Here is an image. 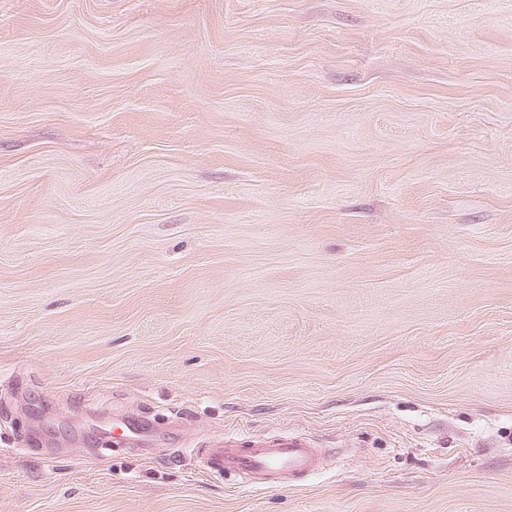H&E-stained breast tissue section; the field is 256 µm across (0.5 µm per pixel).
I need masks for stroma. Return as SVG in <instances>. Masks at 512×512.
I'll return each mask as SVG.
<instances>
[{
	"instance_id": "stroma-1",
	"label": "stroma",
	"mask_w": 512,
	"mask_h": 512,
	"mask_svg": "<svg viewBox=\"0 0 512 512\" xmlns=\"http://www.w3.org/2000/svg\"><path fill=\"white\" fill-rule=\"evenodd\" d=\"M0 512H512V0H0ZM204 461L210 472L239 475L251 485L285 487L318 472L322 452L302 433L252 440L224 434L206 449Z\"/></svg>"
}]
</instances>
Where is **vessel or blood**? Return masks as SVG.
I'll list each match as a JSON object with an SVG mask.
<instances>
[{
    "label": "vessel or blood",
    "mask_w": 512,
    "mask_h": 512,
    "mask_svg": "<svg viewBox=\"0 0 512 512\" xmlns=\"http://www.w3.org/2000/svg\"><path fill=\"white\" fill-rule=\"evenodd\" d=\"M205 466L260 486L285 487L296 478L318 472L322 452L302 433L252 440L228 434L207 448Z\"/></svg>",
    "instance_id": "vessel-or-blood-1"
}]
</instances>
